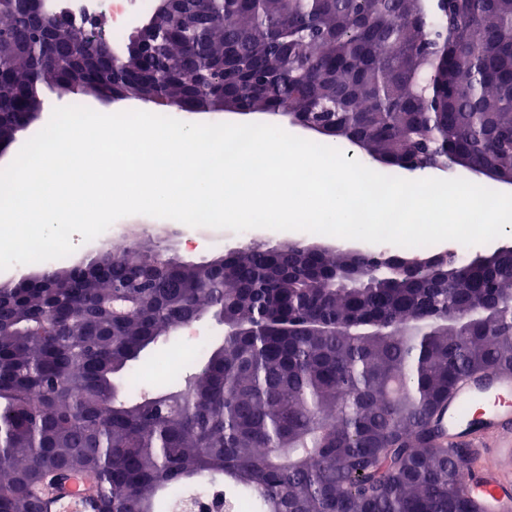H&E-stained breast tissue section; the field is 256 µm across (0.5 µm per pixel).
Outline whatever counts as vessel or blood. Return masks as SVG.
I'll return each mask as SVG.
<instances>
[{"label": "vessel or blood", "mask_w": 512, "mask_h": 512, "mask_svg": "<svg viewBox=\"0 0 512 512\" xmlns=\"http://www.w3.org/2000/svg\"><path fill=\"white\" fill-rule=\"evenodd\" d=\"M448 440L466 437L479 455L465 484L483 512H512V374L476 375L459 384L443 411ZM95 477L64 482L43 499V512H98Z\"/></svg>", "instance_id": "b4317fda"}]
</instances>
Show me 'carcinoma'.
Segmentation results:
<instances>
[{"label": "carcinoma", "mask_w": 512, "mask_h": 512, "mask_svg": "<svg viewBox=\"0 0 512 512\" xmlns=\"http://www.w3.org/2000/svg\"><path fill=\"white\" fill-rule=\"evenodd\" d=\"M52 0L0 10V138L55 86L148 99L156 114L321 120L403 170L464 159L512 177V0H181L150 54ZM368 254L250 245L207 264L140 240L0 287V512H42L77 474L100 512H168L222 480L255 512H476L441 409L461 379L512 373V253L477 272L366 279ZM489 320L470 321L476 298ZM336 328L289 334L274 314ZM209 314L224 340L179 385L122 397L128 365ZM224 112L228 114H248L250 111L241 109L234 105H226ZM224 112L216 114L211 112L206 113H188V112H171L172 118L189 122V123H232V124H246V123H260L264 118V113H256L247 116L237 115H224Z\"/></svg>", "instance_id": "cac0c4a2"}]
</instances>
